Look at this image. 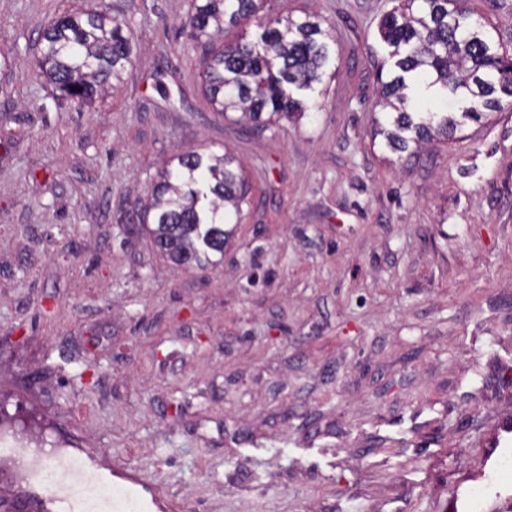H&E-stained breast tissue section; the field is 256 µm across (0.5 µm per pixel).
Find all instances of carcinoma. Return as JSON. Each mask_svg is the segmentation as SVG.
<instances>
[{
	"mask_svg": "<svg viewBox=\"0 0 512 512\" xmlns=\"http://www.w3.org/2000/svg\"><path fill=\"white\" fill-rule=\"evenodd\" d=\"M249 23L254 36L241 34L224 48L212 46L215 36ZM188 36L205 49L203 94L211 107L227 115L239 112L258 124L268 118H289L308 109L295 96L322 82L329 62L327 20L268 17L260 0H192L186 22ZM490 20L475 17L462 0H401L380 23L391 48L397 74L382 83L385 123L376 133L395 154L417 153L437 133L455 138L466 121L479 123L488 114L512 104V56L492 36ZM36 66L65 96L91 104L122 80L133 65L130 31L100 8L83 14L64 13L42 35ZM425 73L432 84L459 92L466 100L460 116L413 111L409 80ZM149 191L154 210L150 229L160 251L177 265L202 267L213 255H224L226 224L240 221L246 196L245 179L230 154H178Z\"/></svg>",
	"mask_w": 512,
	"mask_h": 512,
	"instance_id": "carcinoma-1",
	"label": "carcinoma"
}]
</instances>
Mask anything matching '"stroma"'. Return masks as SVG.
Masks as SVG:
<instances>
[{
  "label": "stroma",
  "instance_id": "1",
  "mask_svg": "<svg viewBox=\"0 0 512 512\" xmlns=\"http://www.w3.org/2000/svg\"><path fill=\"white\" fill-rule=\"evenodd\" d=\"M95 0H0V402L58 455L136 472L166 512L512 507V106L413 159L373 137L397 0H271L332 25L304 115L215 112L191 0H106L133 69L89 107L35 71ZM512 52V0H470ZM233 152L224 256L172 263L159 171Z\"/></svg>",
  "mask_w": 512,
  "mask_h": 512
}]
</instances>
